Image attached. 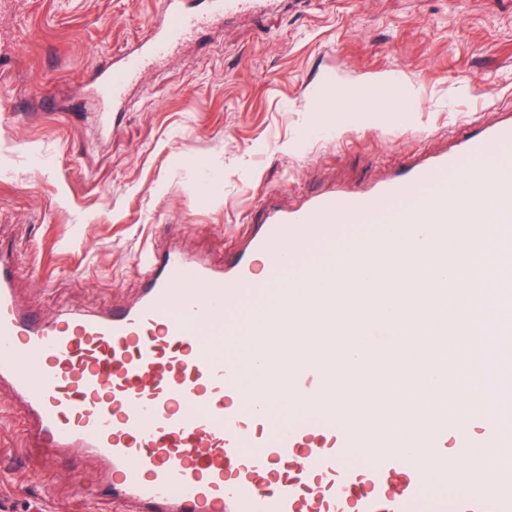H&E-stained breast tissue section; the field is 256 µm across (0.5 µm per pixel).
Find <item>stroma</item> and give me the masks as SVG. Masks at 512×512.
Returning <instances> with one entry per match:
<instances>
[{"instance_id":"1","label":"stroma","mask_w":512,"mask_h":512,"mask_svg":"<svg viewBox=\"0 0 512 512\" xmlns=\"http://www.w3.org/2000/svg\"><path fill=\"white\" fill-rule=\"evenodd\" d=\"M160 8L0 0V241L20 252L19 301L44 314L133 302L156 246L223 264L265 200L373 185L512 113V0H290L146 73L118 133H99L86 89ZM400 88L406 110L357 112ZM317 100L334 134L312 132ZM23 414L0 383V512H43L78 482L90 512H135L97 463L24 434Z\"/></svg>"}]
</instances>
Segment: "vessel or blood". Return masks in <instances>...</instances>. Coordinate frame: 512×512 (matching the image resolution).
Wrapping results in <instances>:
<instances>
[{
  "label": "vessel or blood",
  "mask_w": 512,
  "mask_h": 512,
  "mask_svg": "<svg viewBox=\"0 0 512 512\" xmlns=\"http://www.w3.org/2000/svg\"><path fill=\"white\" fill-rule=\"evenodd\" d=\"M277 0H163L150 34L100 70L93 92L113 109L143 74L196 33L241 17L264 21ZM512 163V119L459 136L451 151L426 157L367 188L311 192L288 207L268 202L239 256L223 266L170 245L146 252L144 285L131 305L50 320L24 308L13 288V254L0 245V382L25 407L28 432L107 468L115 501L139 512H512V465L478 454L448 462L445 421L460 394L407 402L397 427L387 364L336 375V339L385 337L395 355L420 347L444 359L449 292L487 302L475 321L467 366L498 367L512 386V307L494 294L512 283V171L455 182L466 162ZM494 225L490 250L464 279L446 274L448 239L434 236L425 306L410 304L404 326L383 320L359 327L330 315L336 292L319 256L336 236L375 227L364 247L384 261L393 246L384 225L452 224L467 233L477 216ZM305 271L303 303L286 300L242 330L241 303L266 299L290 275ZM245 336L237 353L219 352V336ZM319 337L325 355H303ZM288 381L302 411L272 413L247 385L255 363ZM495 432L512 429V398L473 413Z\"/></svg>",
  "instance_id": "vessel-or-blood-1"
}]
</instances>
